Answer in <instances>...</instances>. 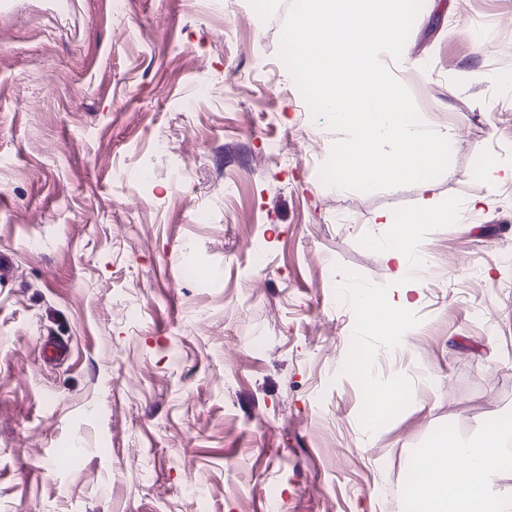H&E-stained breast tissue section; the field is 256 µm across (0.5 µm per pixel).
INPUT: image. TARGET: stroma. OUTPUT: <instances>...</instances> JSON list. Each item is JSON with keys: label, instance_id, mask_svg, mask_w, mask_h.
Listing matches in <instances>:
<instances>
[{"label": "stroma", "instance_id": "35a3bbf8", "mask_svg": "<svg viewBox=\"0 0 512 512\" xmlns=\"http://www.w3.org/2000/svg\"><path fill=\"white\" fill-rule=\"evenodd\" d=\"M287 11L0 0V512H395L435 437L512 415V0H422L391 70L451 164L369 193L320 178ZM425 196L456 219L413 227L394 349L336 300L392 288L376 216ZM355 358L412 392L373 436Z\"/></svg>", "mask_w": 512, "mask_h": 512}]
</instances>
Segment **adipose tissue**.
Returning a JSON list of instances; mask_svg holds the SVG:
<instances>
[{"label": "adipose tissue", "mask_w": 512, "mask_h": 512, "mask_svg": "<svg viewBox=\"0 0 512 512\" xmlns=\"http://www.w3.org/2000/svg\"><path fill=\"white\" fill-rule=\"evenodd\" d=\"M449 214L434 198H421L418 206L397 226V239L380 247L395 267V286L385 296L366 295L367 315L381 319L397 345L407 343L400 322L412 308V294L425 265L422 252L409 241L416 224H444ZM512 420L486 424L471 442H436L412 460L405 481V512H512V491L501 489L512 479Z\"/></svg>", "instance_id": "1"}]
</instances>
